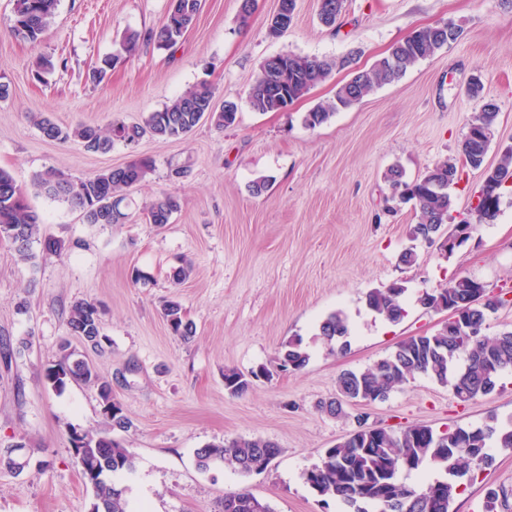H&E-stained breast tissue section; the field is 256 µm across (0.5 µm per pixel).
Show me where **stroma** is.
Here are the masks:
<instances>
[{"instance_id": "stroma-1", "label": "stroma", "mask_w": 512, "mask_h": 512, "mask_svg": "<svg viewBox=\"0 0 512 512\" xmlns=\"http://www.w3.org/2000/svg\"><path fill=\"white\" fill-rule=\"evenodd\" d=\"M277 7L278 0H257L244 23L239 0H203L175 51L143 42L126 57L123 39L157 28L169 0H60L36 45L14 35L13 0H0V75L12 85L0 101V168L27 189L42 235L66 245L29 264L0 238V344L14 349L11 361L0 359V450L22 442L30 458L19 474L0 467V512L90 510L92 490L71 436L105 429L106 419L95 388L73 383L57 392L46 384L64 341L111 384L132 422L112 433L134 457L132 470L113 476L130 512H222L225 495L244 488L274 512H340L303 474L359 421L394 430L422 423L438 432L493 418L512 425V371L491 394L465 404L418 376L385 401L345 404L338 417L319 408L335 397L341 373L372 365L404 338L450 319L421 307L422 293L462 276L496 294L512 292L511 183L496 219L444 251L410 239L414 206L392 200L384 179L395 164L411 181L439 161L459 162L468 123L489 101L499 114L486 164L496 165L501 148L512 145V0H344L332 28L319 20V0H296L291 26L274 38L268 24ZM442 21L458 26L456 41L327 123L304 125L305 113L333 99L352 69H369L413 30ZM282 53L347 57L352 66L334 68L288 111H253L248 93L260 65ZM113 54L115 66L93 79L99 60ZM43 56L56 68L39 81ZM203 80L217 102L237 103L235 126L219 131L205 123L184 139L147 135L99 154L47 140L33 121L46 113L62 125L139 123ZM136 156L154 167L127 191L121 224L86 223L79 210L32 189L48 169L82 178ZM177 167L183 177L172 176ZM261 178L269 187L257 196L252 184ZM482 184L480 171L461 167L450 190L454 219H473ZM165 194L178 197V211L169 223L146 222L145 207ZM409 248L418 254L410 268L399 261ZM185 260L191 274L174 284L170 271ZM137 270L146 282L134 281ZM396 281L406 288L407 315L393 324L369 311L365 296ZM172 297L196 326L190 340L174 336L161 313ZM82 300L99 308L102 349L68 333V309ZM337 310L350 325L342 352L317 334ZM294 336L310 356L304 369L256 381L239 397L225 391V369H257ZM240 436L271 440L281 453L259 474L227 463L198 469V448ZM490 455L452 512H483L492 489L512 499V449Z\"/></svg>"}]
</instances>
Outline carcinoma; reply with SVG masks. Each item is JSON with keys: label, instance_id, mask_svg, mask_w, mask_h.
<instances>
[{"label": "carcinoma", "instance_id": "cac0c4a2", "mask_svg": "<svg viewBox=\"0 0 512 512\" xmlns=\"http://www.w3.org/2000/svg\"><path fill=\"white\" fill-rule=\"evenodd\" d=\"M58 2L13 0L15 33L37 44L53 23ZM341 9L342 0H327L320 6L321 21L329 26L336 24ZM199 12L200 0H179L176 13H167L158 29L142 36L128 35L122 49L132 55L139 40L144 38L159 49L169 50L184 37ZM458 36L459 30L453 23L448 22L443 28L437 23L396 42L370 70L352 73L331 101L307 112L305 125L314 129L324 124L335 112L358 103L374 87L402 77L420 60L435 54ZM336 66L334 60L287 53L281 59V66L273 71L269 66L261 65L256 78L261 86L249 92V104L256 112H282L286 100L305 96ZM213 101V89L202 82L162 109L149 113L141 124L118 121L106 128L85 123L64 126L42 115L34 117V122L48 140L73 142L88 152L107 153L117 141L134 145L146 134L158 139H181L203 121L219 130L233 126L237 113L213 106ZM497 117L498 107L489 102L468 124L462 152L465 162L474 169H480L484 164L491 143L487 135L494 134ZM152 169L153 162L146 158L77 179L49 169L34 177L33 188L81 210L88 224H117L125 218V213L119 211L112 220H106L108 202L113 199L122 202V192L142 182ZM511 177L512 148L503 151L498 166L484 179L482 192L499 199L498 190ZM385 179L401 197L416 203L417 222L410 227L412 239L426 236L428 242L433 243L438 235L454 234L452 230L445 231V226L452 221L451 195L447 189H437L439 185L449 187L458 180L454 162H438L412 182L404 180L399 167L392 166L387 169ZM178 208L177 198L166 194L150 203L146 217L151 224H167ZM0 237L8 239L19 259L26 263L36 258L33 251L36 242L49 253L65 249V243L59 239L39 237L38 217L28 204L26 190L3 169H0ZM473 284L471 277L456 278L448 283V287L426 293L419 299L426 309L459 311L480 328L464 348L456 349V329L450 321L434 333L408 336L378 362L340 374L337 396L321 403V410L338 417L343 414V404L384 400L393 390L418 375L450 387L454 396L464 401L492 393L499 374L512 370V330L494 336L485 334L491 315L504 306V300L486 290L482 300L475 301ZM404 293L405 287L398 283L374 288L367 292L365 304L384 320L398 323L406 315ZM163 316L174 335L183 339L194 335V324L186 318L179 301H168L163 307ZM67 325L71 335L81 338L94 349L101 348L107 340L99 311L90 302L72 304ZM317 331L327 345L337 344L342 350L348 347L349 324L343 312L327 315ZM308 361L309 354L303 348L302 340L292 338L281 345L268 366H260L247 374L234 368L225 369L224 389L239 396L249 389L253 380H271L279 373L300 370ZM44 378L59 392L70 383L96 387L103 404L102 412L112 428L126 431L131 427L122 407L112 400L111 386L100 380L85 359L68 353L46 369ZM71 443L82 477L92 488L90 512H128L125 492L113 484L112 475L133 468L134 457L129 450L106 432H75ZM494 443L501 448H512V428L500 429L490 424L455 425L436 432L426 425H411L392 432L360 421L357 429L325 449L320 462L308 469L303 477L318 496L336 501L346 512H451V504L460 493L464 479H472L474 471L487 463L488 450ZM279 453L280 448L268 439L236 437L199 448L195 456L202 471L215 464L229 463L247 475L266 470ZM427 461L438 465L441 476L416 490L406 483L405 476ZM28 464V458L21 451L0 453V467L20 473ZM222 512H273V509L268 502L241 490L224 496Z\"/></svg>", "mask_w": 512, "mask_h": 512}]
</instances>
